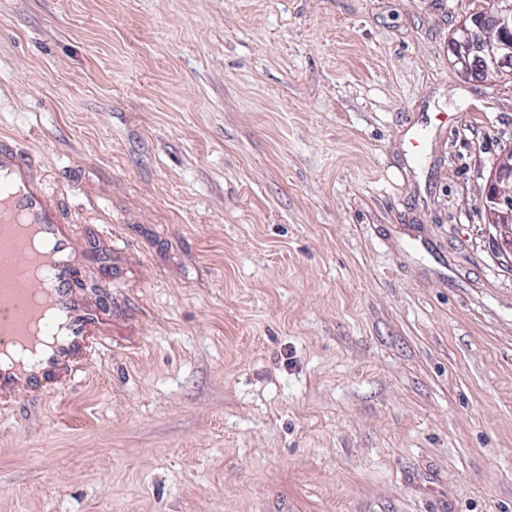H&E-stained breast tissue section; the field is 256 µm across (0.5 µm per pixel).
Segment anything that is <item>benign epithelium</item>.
<instances>
[{"mask_svg": "<svg viewBox=\"0 0 512 512\" xmlns=\"http://www.w3.org/2000/svg\"><path fill=\"white\" fill-rule=\"evenodd\" d=\"M454 63L476 80L512 75V0H489L450 42ZM489 223L512 253V148L493 163L487 185Z\"/></svg>", "mask_w": 512, "mask_h": 512, "instance_id": "7a95c632", "label": "benign epithelium"}]
</instances>
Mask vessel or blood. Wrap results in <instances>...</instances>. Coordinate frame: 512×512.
Here are the masks:
<instances>
[{
    "label": "vessel or blood",
    "instance_id": "obj_1",
    "mask_svg": "<svg viewBox=\"0 0 512 512\" xmlns=\"http://www.w3.org/2000/svg\"><path fill=\"white\" fill-rule=\"evenodd\" d=\"M32 226L45 247L46 273L24 276L14 261L0 259V402L105 348L103 319L74 286L78 268L71 228L59 219L32 159L0 140V247L18 252V225Z\"/></svg>",
    "mask_w": 512,
    "mask_h": 512
}]
</instances>
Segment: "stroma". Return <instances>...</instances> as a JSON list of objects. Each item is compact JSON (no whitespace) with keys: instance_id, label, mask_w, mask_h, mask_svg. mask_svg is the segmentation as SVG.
<instances>
[{"instance_id":"35a3bbf8","label":"stroma","mask_w":512,"mask_h":512,"mask_svg":"<svg viewBox=\"0 0 512 512\" xmlns=\"http://www.w3.org/2000/svg\"><path fill=\"white\" fill-rule=\"evenodd\" d=\"M485 2L0 0L109 344L0 407V512H512ZM455 65L468 77L512 75V1L491 0L481 11L471 15L450 42ZM483 58L484 65L473 61Z\"/></svg>"}]
</instances>
